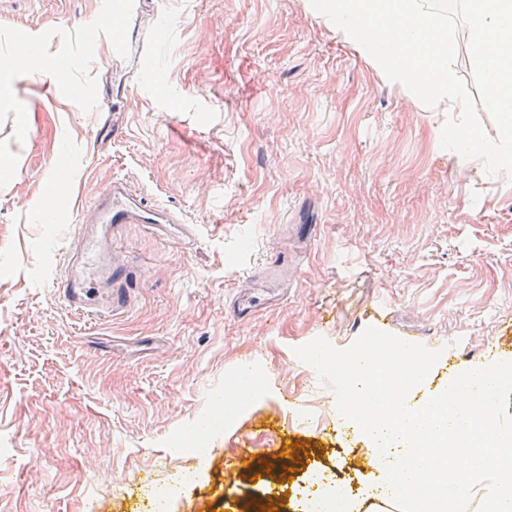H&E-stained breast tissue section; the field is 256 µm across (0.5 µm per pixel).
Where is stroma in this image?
Returning a JSON list of instances; mask_svg holds the SVG:
<instances>
[{"mask_svg": "<svg viewBox=\"0 0 512 512\" xmlns=\"http://www.w3.org/2000/svg\"><path fill=\"white\" fill-rule=\"evenodd\" d=\"M125 18L86 43L100 4ZM34 39L0 107V512H296L309 471L368 489L366 440L297 346L349 347L382 314L432 350L429 389L512 362V179L440 145L448 104L389 81L310 0H0V56ZM70 210L47 222L58 167ZM177 215L124 225L125 308L72 310L53 281L111 180ZM253 398L184 436L232 375ZM299 456L292 479L269 470ZM177 484L170 508L155 494Z\"/></svg>", "mask_w": 512, "mask_h": 512, "instance_id": "obj_1", "label": "stroma"}]
</instances>
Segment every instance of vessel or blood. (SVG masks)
I'll list each match as a JSON object with an SVG mask.
<instances>
[{
    "label": "vessel or blood",
    "mask_w": 512,
    "mask_h": 512,
    "mask_svg": "<svg viewBox=\"0 0 512 512\" xmlns=\"http://www.w3.org/2000/svg\"><path fill=\"white\" fill-rule=\"evenodd\" d=\"M86 208V225L69 259L71 271L59 286L71 307L92 314L98 307H120L127 301L128 271L112 262L113 233L125 224H169L173 218L118 181L99 191Z\"/></svg>",
    "instance_id": "b4317fda"
}]
</instances>
